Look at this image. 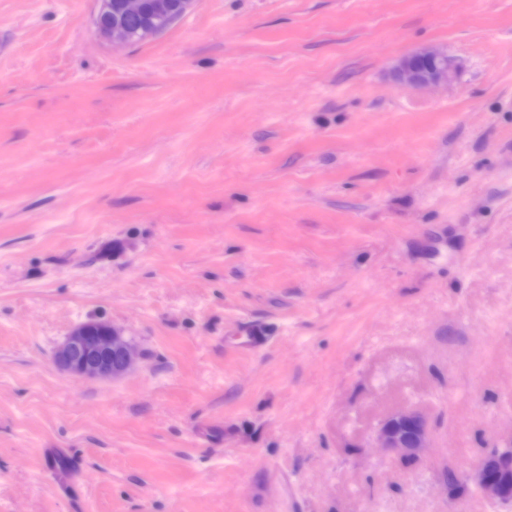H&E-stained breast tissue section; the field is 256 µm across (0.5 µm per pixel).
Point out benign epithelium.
Returning a JSON list of instances; mask_svg holds the SVG:
<instances>
[{"label":"benign epithelium","mask_w":512,"mask_h":512,"mask_svg":"<svg viewBox=\"0 0 512 512\" xmlns=\"http://www.w3.org/2000/svg\"><path fill=\"white\" fill-rule=\"evenodd\" d=\"M144 0H121L112 12L110 0H97L96 14L110 16L106 24L94 18L96 32L115 45L129 42L126 20L140 15ZM454 63L443 47H424L401 59L394 68L396 81L407 89L417 90L444 85L452 78ZM53 360L62 371L74 376L109 381L121 378L136 365V347L125 330L106 321H84L76 324L65 340L55 348ZM394 417L407 419L416 427V436L409 440L384 423L378 433L379 447L400 459L419 458L426 447L427 420L417 411H404ZM512 468V448L486 449L465 475L466 483L476 486L482 496L493 504H511L503 484L491 474Z\"/></svg>","instance_id":"obj_1"}]
</instances>
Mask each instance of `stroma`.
Wrapping results in <instances>:
<instances>
[{"mask_svg":"<svg viewBox=\"0 0 512 512\" xmlns=\"http://www.w3.org/2000/svg\"><path fill=\"white\" fill-rule=\"evenodd\" d=\"M96 8L0 0V512H499L444 479L512 446V0ZM90 319L124 377L53 363ZM97 0V11L94 18V26L96 32L108 38L114 45H121L129 42L127 29L132 42L140 41L141 29L145 26H153L157 28L158 33L168 28L175 21L184 17L187 13L183 12L182 0H153V10L156 17L166 18L171 13L173 5V14L169 20L155 22L152 18L151 0H146L144 13L135 19L127 22L129 17L140 15L144 0ZM118 5L117 12L114 14L115 7ZM108 15L109 22L106 24L99 23V15ZM113 19H112V15ZM454 69L445 48L428 46L401 59L394 68V76L404 88L417 90L448 84ZM136 359V347L125 330L106 321L76 324L53 355L62 371L102 381L125 376ZM393 418L410 420L415 425L416 431L411 424L404 420H394L391 424L406 436H412L416 432L415 438L409 440L400 432L393 429L388 423ZM427 429V420L421 413L417 411L396 413L384 422L378 433L377 440L379 448H386L388 451L396 454L401 460L407 457L417 459L423 448H426Z\"/></svg>","mask_w":512,"mask_h":512,"instance_id":"1","label":"stroma"}]
</instances>
